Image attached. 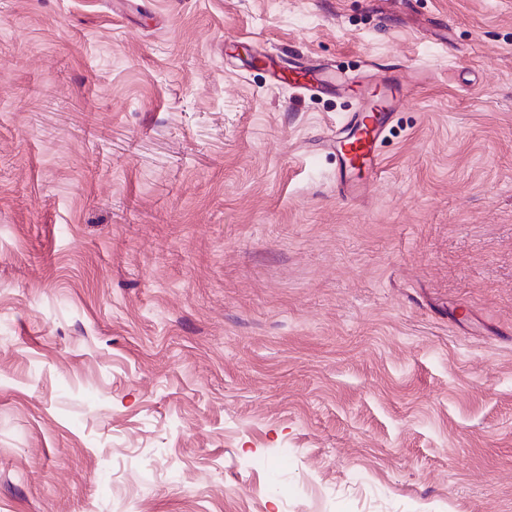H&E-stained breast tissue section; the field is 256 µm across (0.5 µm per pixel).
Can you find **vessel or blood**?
<instances>
[{
  "label": "vessel or blood",
  "mask_w": 512,
  "mask_h": 512,
  "mask_svg": "<svg viewBox=\"0 0 512 512\" xmlns=\"http://www.w3.org/2000/svg\"><path fill=\"white\" fill-rule=\"evenodd\" d=\"M275 84H286L312 94L350 93L358 107L323 142L336 157V187L349 198L363 194L367 178L384 168L381 144L389 130L395 105L408 97L411 84L384 80L376 84L346 79L334 71L302 65L269 64Z\"/></svg>",
  "instance_id": "obj_1"
}]
</instances>
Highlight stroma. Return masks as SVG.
<instances>
[{"label": "stroma", "instance_id": "stroma-1", "mask_svg": "<svg viewBox=\"0 0 512 512\" xmlns=\"http://www.w3.org/2000/svg\"><path fill=\"white\" fill-rule=\"evenodd\" d=\"M0 512H512V0H0ZM273 84H287L311 94L336 95L349 92L358 99V107L343 124L327 136L322 147L336 157V187L345 197L363 194L366 177L380 174L384 168L381 144L389 130L395 104L408 97L413 84L382 80L368 84L348 80L324 68L271 62L267 67Z\"/></svg>", "mask_w": 512, "mask_h": 512}]
</instances>
